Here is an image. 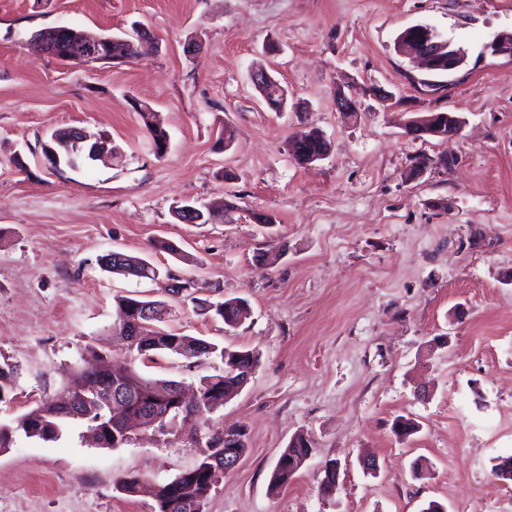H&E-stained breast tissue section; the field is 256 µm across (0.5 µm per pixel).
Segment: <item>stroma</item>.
<instances>
[{"label": "stroma", "mask_w": 512, "mask_h": 512, "mask_svg": "<svg viewBox=\"0 0 512 512\" xmlns=\"http://www.w3.org/2000/svg\"><path fill=\"white\" fill-rule=\"evenodd\" d=\"M418 23L468 51L441 86L394 49ZM134 24L156 46L119 65H66L30 43L49 27ZM504 32L512 0H0V359L21 366L0 422L55 398L89 343L113 368L193 389L222 372L217 358L127 350L113 332L117 297L159 300L172 307L167 329L259 355L250 383L212 415L243 428L247 449L206 512H421L432 500L502 512L512 481L492 467L512 455V59L489 46ZM192 37L201 49L190 57ZM256 65L299 111L267 108L250 80ZM340 84L356 115L337 109ZM135 98L162 119L163 158ZM428 112L462 117L460 134L406 137L405 122ZM71 127L114 157L49 169L44 142ZM312 128L330 153L296 164L288 143ZM445 152L455 168L409 178L415 157ZM183 200L233 203L234 220L179 223L171 209ZM254 211L275 225L254 223ZM279 250L278 263L255 258ZM112 251L149 260L156 276L106 271ZM231 297L250 309L234 328L205 309ZM437 336L447 347L429 351ZM401 416L421 425L405 440L392 431ZM298 434L316 451L270 490ZM363 454L377 473L363 471ZM196 458L183 430L159 444L136 428L119 448L99 447L77 422L55 441L20 434L0 452V512H152L149 496L120 493L116 480L164 482ZM418 458L430 469L416 477ZM330 461L339 487L325 499Z\"/></svg>", "instance_id": "35a3bbf8"}]
</instances>
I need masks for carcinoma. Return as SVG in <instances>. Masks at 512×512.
<instances>
[{"label": "carcinoma", "mask_w": 512, "mask_h": 512, "mask_svg": "<svg viewBox=\"0 0 512 512\" xmlns=\"http://www.w3.org/2000/svg\"><path fill=\"white\" fill-rule=\"evenodd\" d=\"M152 144L167 136L159 115L142 116ZM105 265L114 273L137 278H149L155 273L154 268L144 259L124 255L121 262L112 261L111 255L105 256ZM141 301L119 297L116 304L115 324L121 326L127 319H140L144 322L141 336L137 337L136 350L140 356H151L156 353H170L182 357L188 362L202 357L215 356L224 364L221 373L207 377L199 388V409L195 423L189 422V412L176 405V380L154 379L141 375L134 369H127L120 374L107 366L87 369L77 365L71 370L64 386L71 397L77 400V414H72L68 401H44L32 409L20 414L9 423H0V451L12 447L14 437L18 433L28 438L43 441H55L63 427L71 422L79 421L98 433V441L106 448H118L130 442V436L121 432L113 424V415L105 407L104 400L114 388H122L128 394L123 414H143V407L151 404L154 414L160 417L157 424L146 420L152 433L166 435L175 426L189 428L188 437L198 448V457L193 467L182 471L172 479L151 483L137 474H126L116 481L115 487L128 495L148 494L155 502L154 512H194L193 504L205 505L212 487L216 484L213 472L224 468V430L209 424L210 416L224 405V396L230 393L231 387L237 384V377L230 376L236 366L256 368L259 355L250 350L219 346L194 336L177 334L159 326L170 313L169 305L164 301L145 300L146 306L154 307L155 316L145 317L142 310L136 308ZM242 300L229 298L210 305L214 315L224 321V325L232 327L239 320ZM19 376V365L3 361L0 363V403L11 401ZM310 450V441L300 437L296 443H290L280 453L277 463L271 472L269 486L277 489L293 479L300 464Z\"/></svg>", "instance_id": "carcinoma-1"}]
</instances>
